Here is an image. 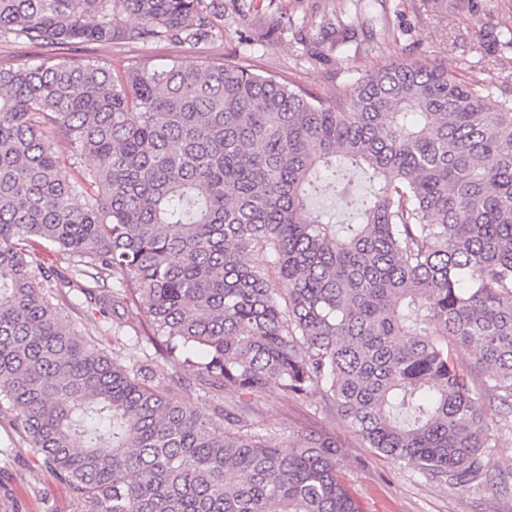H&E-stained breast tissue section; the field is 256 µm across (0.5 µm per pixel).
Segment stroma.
<instances>
[{
    "mask_svg": "<svg viewBox=\"0 0 512 512\" xmlns=\"http://www.w3.org/2000/svg\"><path fill=\"white\" fill-rule=\"evenodd\" d=\"M221 35L190 49L168 42L65 48L73 60L96 58L120 70L138 63L159 66L171 58L183 65L208 61L239 63L264 75L301 85L323 98L402 57L435 58L449 70L492 84L512 85V60L497 61L479 48L484 26L512 30V0H221ZM353 25L347 45L336 41L339 23ZM79 288L60 302L82 337L93 338L115 361L129 364L138 350H151L116 316L94 320ZM124 346H114L113 331ZM252 420L271 430L272 442L288 447L290 437L317 429L336 439L342 474L362 512H512V435L490 449L491 479L480 489L453 488L364 448L350 423L325 410L320 396L299 401L277 386L252 398ZM82 505L0 414V512H81Z\"/></svg>",
    "mask_w": 512,
    "mask_h": 512,
    "instance_id": "obj_1",
    "label": "stroma"
}]
</instances>
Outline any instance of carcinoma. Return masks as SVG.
Here are the masks:
<instances>
[{
  "mask_svg": "<svg viewBox=\"0 0 512 512\" xmlns=\"http://www.w3.org/2000/svg\"><path fill=\"white\" fill-rule=\"evenodd\" d=\"M219 15L0 0V39L194 47ZM483 45L512 54V31ZM338 156L369 184L356 224L312 208L346 180ZM78 276L87 311L123 310L229 400L194 413L174 375L80 338L53 302ZM272 383L382 458L488 480L512 430L485 412L512 409V86L409 58L327 104L242 65L0 66V406L29 447L90 512H361L334 437L285 453L249 418Z\"/></svg>",
  "mask_w": 512,
  "mask_h": 512,
  "instance_id": "1",
  "label": "carcinoma"
}]
</instances>
